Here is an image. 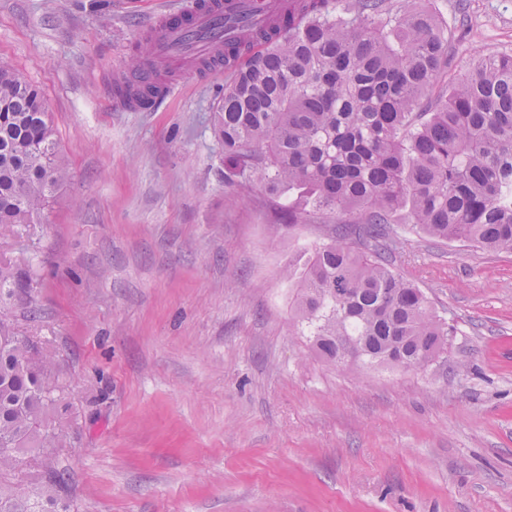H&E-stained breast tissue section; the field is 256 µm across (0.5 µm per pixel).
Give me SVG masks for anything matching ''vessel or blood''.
<instances>
[{"label":"vessel or blood","instance_id":"obj_1","mask_svg":"<svg viewBox=\"0 0 512 512\" xmlns=\"http://www.w3.org/2000/svg\"><path fill=\"white\" fill-rule=\"evenodd\" d=\"M277 7L276 0H184L179 13L189 17V24L174 25L169 16L156 17L150 28L154 38L147 46L143 64L127 72L123 80L135 88L151 87L153 97L167 96L173 86L158 80L159 67L181 74L196 71L200 59L213 58L223 47L225 16H253L265 23Z\"/></svg>","mask_w":512,"mask_h":512}]
</instances>
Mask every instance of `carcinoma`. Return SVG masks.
I'll return each instance as SVG.
<instances>
[{
  "instance_id": "obj_1",
  "label": "carcinoma",
  "mask_w": 512,
  "mask_h": 512,
  "mask_svg": "<svg viewBox=\"0 0 512 512\" xmlns=\"http://www.w3.org/2000/svg\"><path fill=\"white\" fill-rule=\"evenodd\" d=\"M456 41L419 0H281L257 44L224 43L231 73L214 112L224 168L242 187L288 195L284 224L316 215L364 225L370 252L332 239L284 275L295 321L327 361L419 369L448 323L385 263L386 225L404 216L441 241L512 253V53L478 56L453 91ZM67 176L42 94L0 70V246L21 236ZM31 265L0 249V512H69L45 484L6 474L27 455L68 447L51 411L63 387L51 353L20 338L10 311L30 295Z\"/></svg>"
}]
</instances>
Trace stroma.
Instances as JSON below:
<instances>
[{
	"instance_id": "obj_1",
	"label": "stroma",
	"mask_w": 512,
	"mask_h": 512,
	"mask_svg": "<svg viewBox=\"0 0 512 512\" xmlns=\"http://www.w3.org/2000/svg\"><path fill=\"white\" fill-rule=\"evenodd\" d=\"M179 0H0V65L44 95L68 177L9 253L44 259L12 313L70 392L53 453L73 512H512V253L388 225V266L451 333L421 369L334 366L301 336L288 262L363 228L275 224L224 176L227 71L146 112L112 106ZM430 0L476 51L512 52V0Z\"/></svg>"
}]
</instances>
